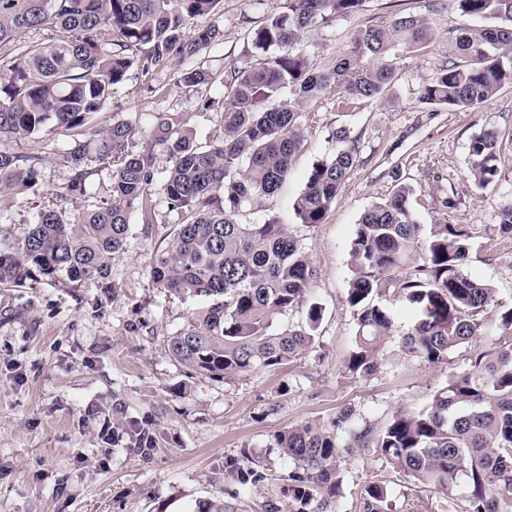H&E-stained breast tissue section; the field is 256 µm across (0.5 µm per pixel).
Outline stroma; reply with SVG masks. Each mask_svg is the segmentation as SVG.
<instances>
[{"instance_id":"35a3bbf8","label":"stroma","mask_w":512,"mask_h":512,"mask_svg":"<svg viewBox=\"0 0 512 512\" xmlns=\"http://www.w3.org/2000/svg\"><path fill=\"white\" fill-rule=\"evenodd\" d=\"M286 0H223L218 13L198 18L218 25V41L186 61H170L152 75L131 71L110 102L83 129V140L113 122L131 125L129 151L152 137L161 116L177 114L195 142L222 136L221 101L233 93L235 71L263 65L267 55L254 32L281 13ZM421 17L428 41L400 51L394 78L383 96L350 97L331 88L301 108L303 142L292 172L272 197L242 207L237 220L287 225L315 270L308 296L323 319L316 347L276 369L224 382L189 374L169 354V336L181 331L202 299L174 295L153 280L156 252L164 250L184 220L163 191L170 167L165 146L153 149L148 188L151 220L131 209L127 242L106 275L71 281L31 272L19 286L0 284V512H194L198 501L223 496L236 512H288L283 479L288 462L273 446L276 434L308 422L332 419L346 406L361 422L384 427L395 412L419 410L449 376L465 368L495 334L485 319L472 343L433 364L405 356L400 345L410 313L393 310V331L384 345L381 371L353 377L344 365L356 320L346 303L352 278L350 243L363 212L411 190L410 207L422 231L457 224L471 235L465 274L488 284L501 306H512V234L499 231L501 210L512 202V85L465 110L425 103L422 89L440 71L462 64L452 37L458 27H483L460 17L448 0H364L360 11L310 28L293 51L316 71L348 56L357 34L386 25L394 15ZM205 74L203 83L181 82L184 70ZM346 130L357 159L326 220L303 224L293 210L313 164L334 156ZM494 130L498 171L487 187L471 176V138ZM75 135L52 128L29 138L0 137V152L27 156L39 171L36 189L0 204V252L18 251L36 214L48 207L85 209L112 196L111 163L89 158L87 193L68 196L76 172L64 159ZM114 434L100 437L103 424ZM152 438L134 452L139 431ZM249 453L266 460L268 480L235 492L224 479V459ZM344 494L337 512H360L367 484L392 490L388 512H466V489L453 496L417 486L374 449L346 455Z\"/></svg>"}]
</instances>
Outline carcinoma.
Masks as SVG:
<instances>
[{
  "label": "carcinoma",
  "mask_w": 512,
  "mask_h": 512,
  "mask_svg": "<svg viewBox=\"0 0 512 512\" xmlns=\"http://www.w3.org/2000/svg\"><path fill=\"white\" fill-rule=\"evenodd\" d=\"M222 0H0V46L52 25L56 36L8 65L0 83V135L31 137L47 127L75 130L93 119L133 68L148 75L173 57L187 60L220 38L215 25L194 20L214 14ZM363 0H286L285 10L254 33L256 48L290 45L311 27L358 11ZM448 8L487 18L483 28H464L455 49L466 59L424 87V102L467 109L512 83V0H448ZM427 30L412 15L388 26L362 30L350 55L332 68L312 72L295 55L273 56L258 68L235 74L232 99L224 102L221 140L203 147L170 115L157 124L170 168L163 184L171 203L185 210L167 249L151 267L156 284L206 304L168 341L171 357L200 375L238 380L274 369L315 345L322 309L309 306L303 325L281 326L288 311L305 302L315 276L308 257L273 219L241 224L240 208L279 191L288 179L302 132L298 109L306 99L335 87L348 96L375 98L392 79L391 50L416 51ZM294 89L295 99L261 110L260 102ZM131 135L121 121L92 141L76 140L66 162L81 170L89 156L112 160V200L71 215L62 209L37 214L18 255L0 254V283L21 284L34 268L40 275L76 281L103 275L123 250L129 212L137 206L151 221L146 195L151 157L126 151ZM498 134L472 137L471 174L480 186L497 173ZM354 147L312 166L293 204L303 224H321L354 166ZM38 185L35 166L0 153V203ZM410 188L399 186L360 217L350 246L353 277L346 302L356 317L345 371L369 376L381 366V348L393 313L376 302L391 296L412 315L405 354L430 363L447 361L448 350L478 335L480 316L494 313L497 335L488 348L454 374L420 410L399 411L377 431L349 427L345 407L327 422L290 428L274 438L288 460L285 478L291 512H331L343 495L342 449L374 448L420 485L453 494L459 481L470 488L468 512H512V307L494 303L489 285L469 278L463 262L470 233L457 224H437L426 241L409 207ZM267 464L244 453L224 459V479L240 491L267 479ZM389 489H364L363 512H384ZM318 509H311V505ZM196 512H234L216 496Z\"/></svg>",
  "instance_id": "1"
}]
</instances>
